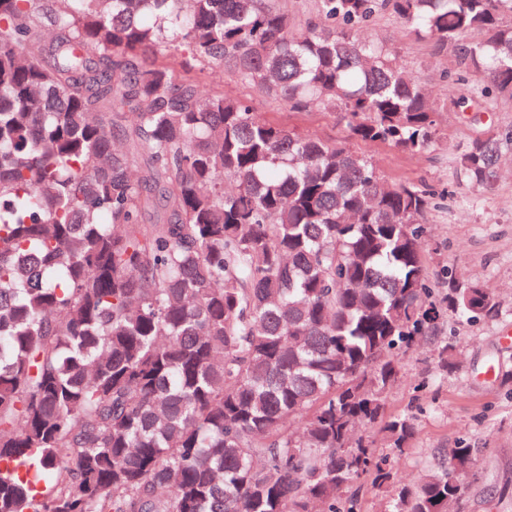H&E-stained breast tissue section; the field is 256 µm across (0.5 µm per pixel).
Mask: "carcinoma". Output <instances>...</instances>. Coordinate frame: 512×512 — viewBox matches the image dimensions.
Segmentation results:
<instances>
[{"instance_id":"carcinoma-1","label":"carcinoma","mask_w":512,"mask_h":512,"mask_svg":"<svg viewBox=\"0 0 512 512\" xmlns=\"http://www.w3.org/2000/svg\"><path fill=\"white\" fill-rule=\"evenodd\" d=\"M315 2L295 34L272 0H0V512H360L365 478L378 512H460L482 449L400 483L418 420L388 399L400 355L499 300L453 275L435 299L425 190L197 74L418 155L437 109L366 23L484 74L477 115L512 100V0ZM511 144L471 139L462 181Z\"/></svg>"}]
</instances>
